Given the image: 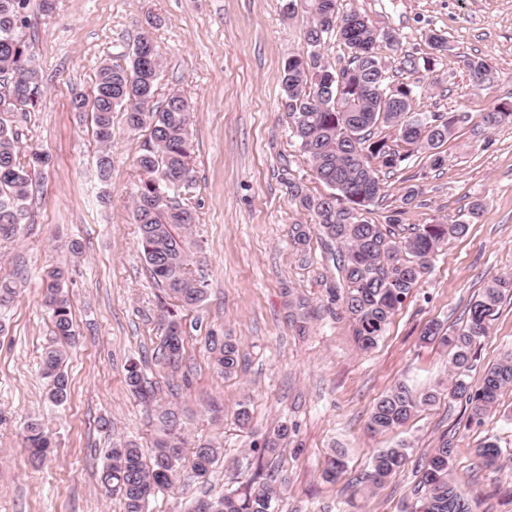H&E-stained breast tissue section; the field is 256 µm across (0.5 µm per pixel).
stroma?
Listing matches in <instances>:
<instances>
[{"label":"stroma","instance_id":"obj_1","mask_svg":"<svg viewBox=\"0 0 512 512\" xmlns=\"http://www.w3.org/2000/svg\"><path fill=\"white\" fill-rule=\"evenodd\" d=\"M339 8L399 31L400 51L382 45L378 53L393 83L418 85L415 111L472 117L443 145L441 168L419 150L384 174L385 196L366 219L436 224L481 206L467 233L434 256L430 273L367 353L350 322L330 312L336 268L310 215L288 195L292 179L311 193L325 191L290 138L280 104L283 64L305 47L304 9L287 18L280 0H52L46 12L31 0L25 38L46 89L40 107L18 116L16 126L24 150L48 154L52 164L33 177L31 222L16 239L0 240V280L16 285L13 302L0 310V512H124L98 478L114 442L132 439L152 449L151 414L125 383L131 360L141 362L161 401L178 407L189 443L207 440L222 450L208 481L182 468L147 512H190L196 498L223 494L259 467L278 477L279 512H412L421 465L445 440L455 449L450 476L473 512H512V389L479 424H468L464 402L443 393L393 432L374 436L366 429L374 403L395 384L447 385L448 353L422 343V332L433 322L462 327L484 284L512 273V124L488 133L473 124L512 100V0H339ZM431 32L448 41L435 69H401L404 55L429 56ZM143 33L163 58L157 101L178 91L192 102L196 183L182 202L197 215L191 234L208 295L178 312L185 358L174 375L155 360L165 295L138 249L132 215L141 179L136 158L147 133L130 130L124 112H113L112 142L104 149L89 113L70 108L74 93H91L100 66L125 62ZM473 57L493 72L479 89L467 67ZM104 151L111 160L105 182L97 167ZM413 186L420 193L405 203ZM296 224L307 225L308 245L294 243ZM74 241L81 244L77 256L69 250ZM63 264L76 336L65 347L71 395L56 405L46 398L42 375V354L53 339L42 288L45 271ZM301 301L312 314L303 327L295 320ZM212 335L237 343L236 374L214 369ZM509 349L511 296L473 348L471 383L479 384L484 368ZM242 406L251 416L244 428L236 421ZM104 418L111 428H102ZM33 419L55 443L37 468L25 442ZM280 421L294 428L292 443L282 456L261 457L260 444ZM486 439L503 451L499 470L478 466L474 450ZM401 442L408 446L405 467L381 487L362 483L372 455ZM335 450L348 470L330 483L321 463Z\"/></svg>","mask_w":512,"mask_h":512}]
</instances>
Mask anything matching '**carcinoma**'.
<instances>
[{
    "mask_svg": "<svg viewBox=\"0 0 512 512\" xmlns=\"http://www.w3.org/2000/svg\"><path fill=\"white\" fill-rule=\"evenodd\" d=\"M309 25L304 33L309 50L288 57L283 64L281 106L288 118L290 137L298 151L310 162L316 179L330 192L311 194L305 186L288 181L290 200L310 214L324 238V246L337 262L338 283L328 288L338 314L354 329L359 348L368 351L378 344L398 307L430 271L431 260L448 240L466 234L469 223L421 224L410 228L400 220L373 224L363 211L377 202L384 186L378 169H396L415 150L430 152L432 164L445 162L439 148L454 135L456 125L466 116L447 117L438 112L413 111L416 86L386 83L387 67L375 53L384 43L396 52L401 36L393 29H378L355 11L342 13L338 0H304ZM30 0H0V237L11 239L29 219L32 174L50 164L44 154L28 156L20 150V134L3 114L29 112L44 94L43 77L23 39L29 26ZM336 35L350 53L340 67L324 56L322 45ZM432 56L428 67L447 50V40L432 32L427 35ZM472 83L480 88L492 80L489 65L481 58L468 60ZM161 57L152 40L144 35L129 53V62L101 65L92 99H71L76 112L91 108L94 134L102 147L112 142V112H125L127 126L148 132L137 156L143 175L133 199V218L138 226V247L155 284L184 309L201 304L207 294L204 277L194 275L195 242L189 229L196 223L194 212L182 204L181 192L193 183V143L189 131V100L178 92L169 94L163 105L155 103L156 81ZM512 123V102L498 104L482 115L484 130ZM393 130L395 142L407 151L392 147L385 138H374V129ZM68 271L51 268L43 286V302L53 325L55 343L43 355V375L50 379L49 401L65 403L70 383L63 369L65 354L58 347L75 339L71 303L63 283ZM512 291V275L496 276L468 304L465 326L454 334H444L437 325L424 332L422 340L437 341L448 348L450 374L448 397L461 400L470 409L469 419L481 422L499 405L503 391L512 387V351L505 352L487 367L478 387L469 372L473 368L472 346L487 335L499 304ZM163 340L157 360L178 371L184 358L182 323L168 309L161 316ZM209 351L216 369L231 375L239 367L236 343L229 338L209 339ZM125 382L132 394L153 412L157 426L154 448L145 457L132 441L116 443L105 453L100 483L108 495H120L125 512H146L149 499L174 486L183 463H188L199 479H208L219 448L204 441L195 444L191 456H183L186 444L178 412L157 397L138 363L127 366ZM438 391L415 389L398 383L374 404L367 429L383 434L406 424L424 405L433 403ZM288 423L277 425L263 440L260 453L275 455L288 440ZM25 440L32 466L41 464L53 448L42 424H27ZM454 448L445 441L425 460L420 481L422 494L416 512H472L467 496L448 474ZM487 468L498 469L502 450L485 442L474 450ZM408 458V448H381L370 461L364 481L372 487L384 484L399 472ZM345 455L326 457L323 478L331 483L346 472ZM281 489L277 478L266 474L261 481L251 479L224 495L199 498L193 512L207 501L214 512H278Z\"/></svg>",
    "mask_w": 512,
    "mask_h": 512,
    "instance_id": "1",
    "label": "carcinoma"
}]
</instances>
